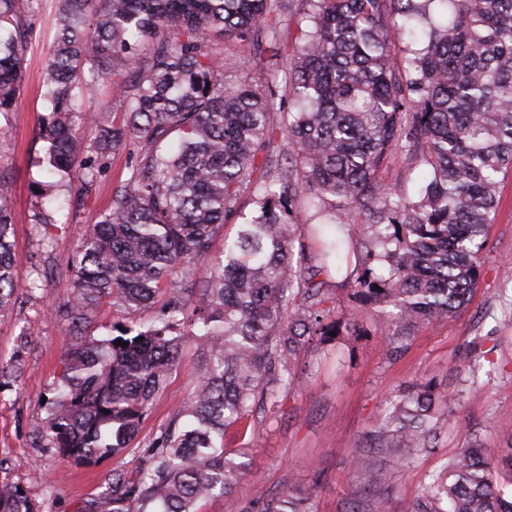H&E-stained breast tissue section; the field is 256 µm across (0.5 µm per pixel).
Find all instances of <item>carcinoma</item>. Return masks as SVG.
Listing matches in <instances>:
<instances>
[{
  "label": "carcinoma",
  "instance_id": "obj_1",
  "mask_svg": "<svg viewBox=\"0 0 512 512\" xmlns=\"http://www.w3.org/2000/svg\"><path fill=\"white\" fill-rule=\"evenodd\" d=\"M40 2L0 0L5 119ZM55 16L40 86L46 197L80 207L110 156L134 160L65 273L53 312L69 343L40 433L78 463L121 453L193 343L207 357L197 389L135 477L112 475L83 512H199L216 494L240 512L246 463L224 433L257 402L278 407L297 352L337 332L327 283L404 324L449 318L477 288L512 173V0H55ZM226 42L269 54L266 82L227 84ZM396 164L421 170L414 192L386 180ZM14 224L0 180V315L16 301ZM219 235L223 255L204 262ZM160 294L150 322L84 332L103 302L133 314ZM472 343L476 383L492 350ZM453 401L429 382L390 401L355 469H375L376 448L400 462L435 448L437 403ZM0 512L39 510L16 487ZM251 512H315L314 497L288 489ZM345 512L392 507L372 494ZM411 512H512V457L460 449Z\"/></svg>",
  "mask_w": 512,
  "mask_h": 512
}]
</instances>
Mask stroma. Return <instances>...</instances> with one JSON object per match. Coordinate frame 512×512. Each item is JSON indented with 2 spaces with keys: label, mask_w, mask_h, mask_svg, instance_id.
Segmentation results:
<instances>
[{
  "label": "stroma",
  "mask_w": 512,
  "mask_h": 512,
  "mask_svg": "<svg viewBox=\"0 0 512 512\" xmlns=\"http://www.w3.org/2000/svg\"><path fill=\"white\" fill-rule=\"evenodd\" d=\"M50 0L32 18L25 53L24 87L0 137V177L11 188L17 214L14 227L16 302L0 316V361L20 359V377L0 387V488L24 489L40 512H78L97 498L114 472L133 473L141 451L191 395L202 358L184 347V367L173 372L155 401L132 448L97 464L64 460L44 446L39 431L46 417L42 397L53 394L63 369L69 325L53 313L67 295L60 271L108 202L113 181L127 173L128 154L109 158L96 196L64 224H34L29 215L47 180L39 131L47 115L39 95L48 47L54 37ZM512 177L503 183L500 207L486 241L480 285L470 304L439 323L417 324L407 336L388 342L378 308L358 303L350 291L336 293L343 317L334 339L313 342L298 352L295 382L279 408L255 406L248 427L230 428L224 446L247 455L251 474L237 487L242 507L285 489L314 490L316 512H342L347 503L371 494L388 497L395 512H408L444 457L469 437L512 454ZM38 289H29L33 278ZM28 328L27 345L19 332ZM494 339L499 373L467 382L469 343ZM432 377L456 395L443 407L438 446L408 463H388L385 481L357 472L351 460L365 445L388 401L418 379Z\"/></svg>",
  "instance_id": "obj_1"
}]
</instances>
